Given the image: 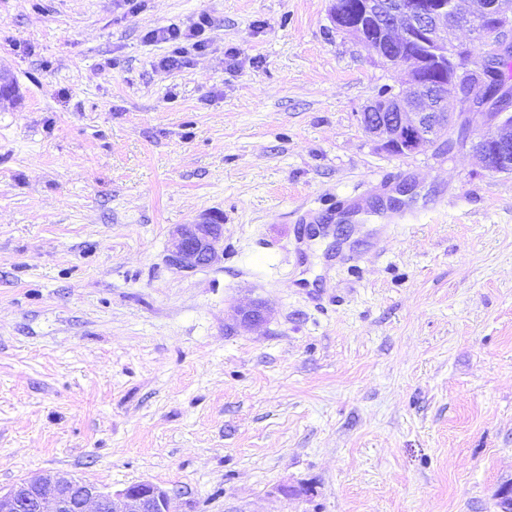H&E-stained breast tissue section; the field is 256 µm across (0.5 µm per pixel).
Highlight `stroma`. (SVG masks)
Listing matches in <instances>:
<instances>
[{
  "label": "stroma",
  "instance_id": "1",
  "mask_svg": "<svg viewBox=\"0 0 512 512\" xmlns=\"http://www.w3.org/2000/svg\"><path fill=\"white\" fill-rule=\"evenodd\" d=\"M327 9L0 0V489L67 472L154 482L174 512H495L512 173L382 151L359 115L405 74ZM203 16L206 47L164 67L150 32ZM209 218L223 258L171 269L176 225ZM256 299L267 321L231 332Z\"/></svg>",
  "mask_w": 512,
  "mask_h": 512
}]
</instances>
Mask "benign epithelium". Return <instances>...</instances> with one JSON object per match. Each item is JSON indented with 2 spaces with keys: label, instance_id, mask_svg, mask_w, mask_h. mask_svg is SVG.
<instances>
[{
  "label": "benign epithelium",
  "instance_id": "7a95c632",
  "mask_svg": "<svg viewBox=\"0 0 512 512\" xmlns=\"http://www.w3.org/2000/svg\"><path fill=\"white\" fill-rule=\"evenodd\" d=\"M336 30L375 51L378 62L406 72L402 87L365 106L361 123L385 152L418 153L434 144L465 145L492 173L512 172V84L498 61L512 56V0H358L346 12L330 0ZM470 43H456L457 27ZM451 96L468 112H448ZM224 256V225L217 219L179 224L167 263L179 272L208 266ZM267 319L253 302L237 309L234 328ZM0 512H171L170 491L150 481L106 491L65 473L34 474L0 491Z\"/></svg>",
  "mask_w": 512,
  "mask_h": 512
}]
</instances>
